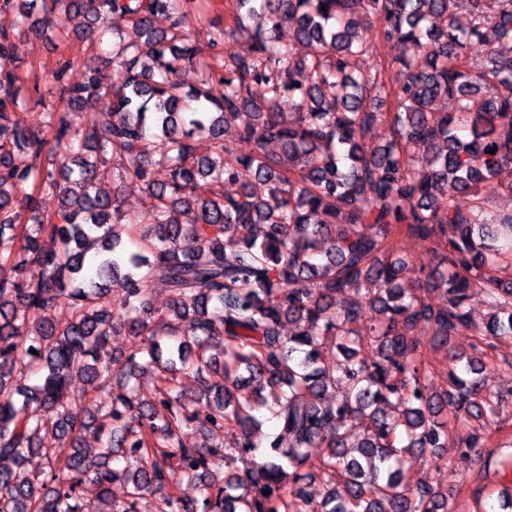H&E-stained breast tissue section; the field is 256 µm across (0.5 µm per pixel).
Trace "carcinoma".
I'll use <instances>...</instances> for the list:
<instances>
[{
  "mask_svg": "<svg viewBox=\"0 0 512 512\" xmlns=\"http://www.w3.org/2000/svg\"><path fill=\"white\" fill-rule=\"evenodd\" d=\"M41 5L43 20L31 23L28 0H0V9L18 7L21 27L39 35L49 26L60 43L93 41L114 15L127 19L130 36L107 61L124 71L121 85L96 69L64 90L68 109L102 105L90 124L73 129L42 99L41 135L17 115L29 99L11 36L0 31V512H82L85 484L108 503L117 481L127 496L120 512H146L155 495L167 512H450L447 493L410 487L404 456L484 447L478 422L494 394L480 352L512 338V281L493 275L512 256V213L489 220L479 198L482 182L512 166V54L485 34L490 26L512 40V0H236L234 31L249 45L217 67L185 31L177 0ZM371 12L383 18V39L418 48L397 60L392 90L369 63ZM158 14L173 16L169 29L154 27ZM284 23L295 41L280 39ZM475 44L485 46L479 67L468 61ZM186 69L197 73L189 87ZM329 85L331 99L322 93ZM391 95L387 114L380 105ZM441 98L455 111H433ZM230 118L251 154L224 145ZM383 121L388 138L371 152L366 134ZM200 135L211 154H196ZM149 136L146 159L139 145ZM271 141L280 152H267ZM411 143L425 147L418 160L406 154ZM19 154L39 162L20 167ZM112 159L120 186L108 193L99 172ZM255 179L267 194L253 193ZM227 184L240 191L220 192ZM131 188L155 205L148 219L128 220L139 248L126 254L112 217ZM43 195L58 197L56 213L39 212ZM400 226L447 251L421 284L401 283L404 259L386 247ZM44 234L59 249L39 246ZM93 245L98 263L87 278ZM155 285L171 295L165 311L148 302ZM350 288L362 300L336 303ZM427 290L443 292L442 306L426 301ZM65 292L70 314L61 320L54 312ZM473 292L492 311L482 328L466 310ZM367 310L374 316L362 338L356 324ZM420 323L440 344L464 330L478 336L473 353L451 355L442 393L414 338ZM218 324L220 367L207 355ZM30 328L28 344L16 342ZM119 329L132 346L102 359ZM322 336L337 337L340 356L324 355ZM41 370L42 381L28 384ZM144 370L157 379L148 404L128 388ZM77 373L88 388L75 399ZM252 382L274 388L273 398L241 395ZM101 390L110 392L104 409L93 396ZM78 401L95 408L86 420L73 415ZM263 408L277 432L260 433ZM195 422L208 436L187 447L178 435ZM91 426L104 439L95 456L79 448ZM226 427L239 431L234 451L263 448L264 457L240 473L223 470L227 452L215 438ZM49 431L56 448L44 447ZM318 479L328 486L321 500H288L286 482ZM185 480L200 484L201 499L179 494Z\"/></svg>",
  "mask_w": 512,
  "mask_h": 512,
  "instance_id": "obj_1",
  "label": "carcinoma"
}]
</instances>
